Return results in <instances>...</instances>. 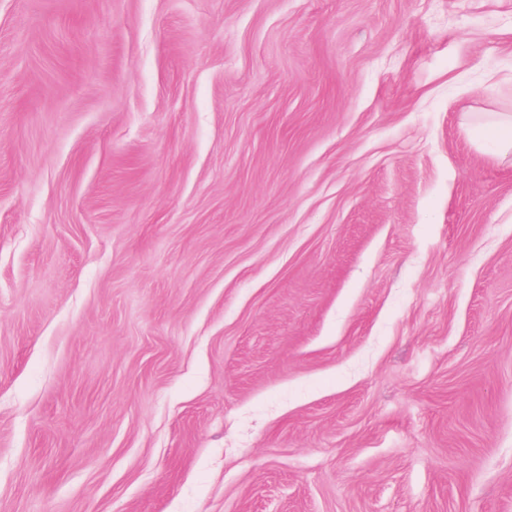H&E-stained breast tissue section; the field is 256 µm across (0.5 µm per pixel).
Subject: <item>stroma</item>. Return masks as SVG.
<instances>
[{
    "label": "stroma",
    "mask_w": 512,
    "mask_h": 512,
    "mask_svg": "<svg viewBox=\"0 0 512 512\" xmlns=\"http://www.w3.org/2000/svg\"><path fill=\"white\" fill-rule=\"evenodd\" d=\"M512 0H0V512H512ZM483 127L495 139L501 155H507L512 151V115L487 118Z\"/></svg>",
    "instance_id": "1"
}]
</instances>
